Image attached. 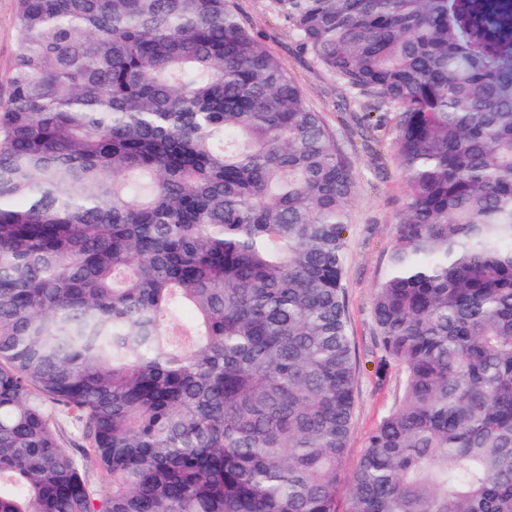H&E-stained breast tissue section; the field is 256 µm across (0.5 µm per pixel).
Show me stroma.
Instances as JSON below:
<instances>
[{
	"label": "stroma",
	"mask_w": 512,
	"mask_h": 512,
	"mask_svg": "<svg viewBox=\"0 0 512 512\" xmlns=\"http://www.w3.org/2000/svg\"><path fill=\"white\" fill-rule=\"evenodd\" d=\"M246 26L258 32L265 46L298 81L308 101L323 112L335 130L341 150L350 159L357 188L349 207L344 289L349 334L359 363L352 429L337 500L345 502L350 478L366 450V439L392 409L402 377L377 373L380 352L373 321L375 288L383 276L398 217L408 202V188L395 161V121L379 131L362 133L355 117L360 109L345 104L334 82L300 50L286 28L267 9L266 0H233ZM15 0H0V106L10 95L16 32Z\"/></svg>",
	"instance_id": "35a3bbf8"
}]
</instances>
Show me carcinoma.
Returning a JSON list of instances; mask_svg holds the SVG:
<instances>
[{"mask_svg":"<svg viewBox=\"0 0 512 512\" xmlns=\"http://www.w3.org/2000/svg\"><path fill=\"white\" fill-rule=\"evenodd\" d=\"M266 2L367 126L396 112L409 192L372 307L403 392L344 512H512V15ZM15 28L0 512H336L356 179L323 113L231 0H17Z\"/></svg>","mask_w":512,"mask_h":512,"instance_id":"cac0c4a2","label":"carcinoma"}]
</instances>
